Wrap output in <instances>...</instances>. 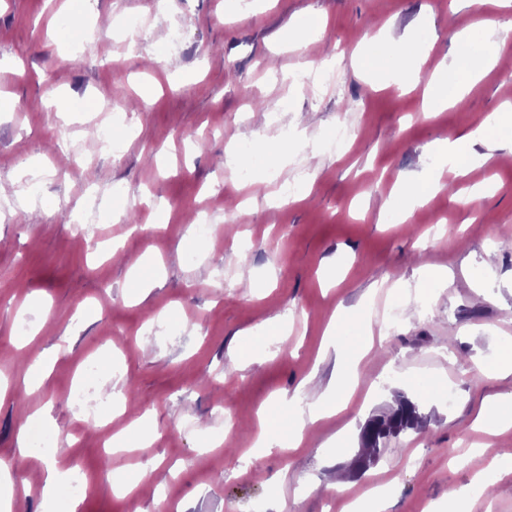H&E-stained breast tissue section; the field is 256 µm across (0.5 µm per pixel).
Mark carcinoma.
<instances>
[{
  "label": "carcinoma",
  "mask_w": 512,
  "mask_h": 512,
  "mask_svg": "<svg viewBox=\"0 0 512 512\" xmlns=\"http://www.w3.org/2000/svg\"><path fill=\"white\" fill-rule=\"evenodd\" d=\"M429 429L430 419L420 413L417 404L405 397L400 399L396 408L372 417L364 425L358 466L375 462L390 440L408 432H426Z\"/></svg>",
  "instance_id": "obj_1"
}]
</instances>
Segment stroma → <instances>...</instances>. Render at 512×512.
<instances>
[{
    "label": "stroma",
    "instance_id": "1",
    "mask_svg": "<svg viewBox=\"0 0 512 512\" xmlns=\"http://www.w3.org/2000/svg\"><path fill=\"white\" fill-rule=\"evenodd\" d=\"M45 0H0V186L20 167L22 201L0 205V461L39 487L46 462L77 469L52 505L39 495L21 512H345L349 498L385 482L387 512H444L449 490L485 472L512 448L497 430L494 397L512 376L490 373L512 340V156L490 169L443 175L444 190L402 223L387 208L397 177L438 162L431 143L462 134L512 93V39L496 65L454 107L425 115L426 86L411 93L365 77L352 56L369 37L422 32L424 72L452 49L474 17L512 16L501 0H72L52 14ZM142 19L136 49L119 45L122 17ZM90 29L71 50L74 21ZM342 52L339 86L309 90L291 76ZM139 114L140 131L113 119L119 152L96 149L89 99L115 95ZM354 135L341 154L324 150L337 125ZM288 139V155L256 158L261 181L239 182L224 164L228 142ZM164 204L165 228L150 220ZM137 214L136 225L127 217ZM214 226L195 236L197 216ZM111 227L121 257L87 250ZM150 261L154 284L134 288L130 269ZM449 271L444 282L421 266ZM38 299L46 322L17 347L19 309ZM399 303L404 321L377 336L347 411L307 423L301 448L261 454L252 420L285 398L313 401L337 367L323 349L335 311ZM288 317L287 334H260L262 354L239 362L246 335ZM59 355L38 390L23 382L31 359ZM121 378L132 395L113 414L121 431L148 414V446L105 459L90 413L75 411L74 384L90 392ZM453 388L446 405L438 390ZM404 395L431 418L428 432L393 441L356 472L361 429ZM49 407L53 426L38 409ZM30 452L20 455L19 432ZM348 495L331 488L337 472ZM141 475L133 494L114 474Z\"/></svg>",
    "mask_w": 512,
    "mask_h": 512
}]
</instances>
